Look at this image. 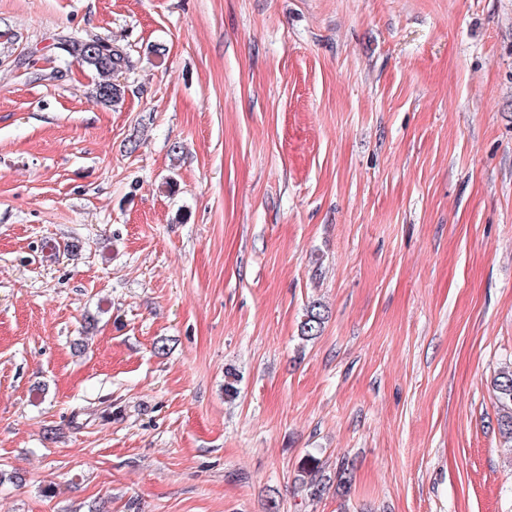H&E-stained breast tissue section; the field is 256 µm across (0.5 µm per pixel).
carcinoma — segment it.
<instances>
[{"label": "carcinoma", "mask_w": 512, "mask_h": 512, "mask_svg": "<svg viewBox=\"0 0 512 512\" xmlns=\"http://www.w3.org/2000/svg\"><path fill=\"white\" fill-rule=\"evenodd\" d=\"M61 50L76 63L95 71L101 80L95 84L92 93L94 102L104 107L116 108L125 97V86L118 78L132 68L128 49L108 39L95 36L64 39ZM324 315L319 307L311 306L300 324L303 340L315 338L322 329ZM239 374L234 368L224 372V396L234 398L238 393ZM496 399L499 403L497 418L498 430L503 439L504 448L512 451V361L503 366L494 379ZM300 481L306 495L314 500L323 497L336 482V488L346 491L352 482V470L341 462L336 466V475L330 476L320 469H312L300 475Z\"/></svg>", "instance_id": "obj_1"}]
</instances>
